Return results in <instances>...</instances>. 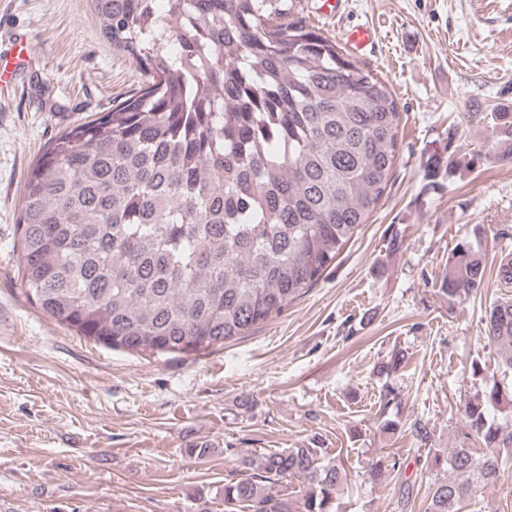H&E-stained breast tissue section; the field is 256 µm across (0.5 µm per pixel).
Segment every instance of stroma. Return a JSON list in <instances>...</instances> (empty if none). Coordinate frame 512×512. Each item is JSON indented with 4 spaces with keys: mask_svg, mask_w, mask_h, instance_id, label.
<instances>
[{
    "mask_svg": "<svg viewBox=\"0 0 512 512\" xmlns=\"http://www.w3.org/2000/svg\"><path fill=\"white\" fill-rule=\"evenodd\" d=\"M321 5L301 0L302 15L332 40L378 32L358 62L401 112L391 179L279 316L221 347L150 357L44 314L21 286L16 234L27 173L49 143L146 76L102 39L87 0H0V41L27 36L36 52L0 95V512H224L242 459L295 447L341 458L336 512H425L447 476L432 459L458 445L466 400L512 388L480 323L512 299L499 272L512 259V161L487 158L491 122L468 118L512 112V0H344L334 15ZM462 156L472 169L449 171ZM463 240L482 245L485 286L451 305L436 282ZM395 350L405 363L379 373ZM388 455L400 471L370 480Z\"/></svg>",
    "mask_w": 512,
    "mask_h": 512,
    "instance_id": "1",
    "label": "stroma"
}]
</instances>
